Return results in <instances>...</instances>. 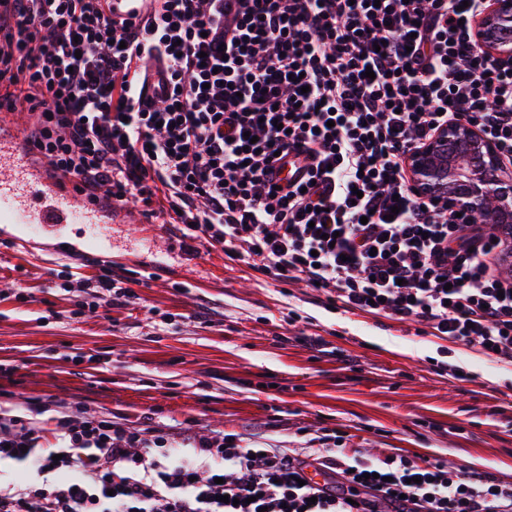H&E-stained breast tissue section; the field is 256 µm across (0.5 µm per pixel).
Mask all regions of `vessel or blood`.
I'll return each mask as SVG.
<instances>
[{"instance_id":"vessel-or-blood-1","label":"vessel or blood","mask_w":512,"mask_h":512,"mask_svg":"<svg viewBox=\"0 0 512 512\" xmlns=\"http://www.w3.org/2000/svg\"><path fill=\"white\" fill-rule=\"evenodd\" d=\"M151 0H106L109 13L145 17ZM30 122L0 123V231L22 243L49 230L81 226L76 248L112 255V208L78 189L77 179L53 175L30 146Z\"/></svg>"}]
</instances>
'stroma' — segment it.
<instances>
[{
  "label": "stroma",
  "mask_w": 512,
  "mask_h": 512,
  "mask_svg": "<svg viewBox=\"0 0 512 512\" xmlns=\"http://www.w3.org/2000/svg\"><path fill=\"white\" fill-rule=\"evenodd\" d=\"M145 236L170 253L138 304L90 316L98 255L52 235L0 236V388L50 397L133 425L222 432L300 457L335 430L365 457L393 449L512 481V365L424 334L420 324L329 309L322 292L280 284L175 226ZM297 319H290V312ZM321 336L323 349L307 339ZM468 380L455 379L456 370Z\"/></svg>",
  "instance_id": "obj_1"
}]
</instances>
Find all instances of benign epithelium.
I'll return each mask as SVG.
<instances>
[{
	"mask_svg": "<svg viewBox=\"0 0 512 512\" xmlns=\"http://www.w3.org/2000/svg\"><path fill=\"white\" fill-rule=\"evenodd\" d=\"M512 29V0H492V5L478 23L479 38L493 55L512 62V51L500 32ZM467 143L473 152L495 161L492 144L467 125H458L441 131L425 148L411 158L415 185L424 192H446L455 203L469 207H482L491 198L503 210L505 222H512V182L502 179L491 181L477 169L459 162L452 146Z\"/></svg>",
	"mask_w": 512,
	"mask_h": 512,
	"instance_id": "7a95c632",
	"label": "benign epithelium"
}]
</instances>
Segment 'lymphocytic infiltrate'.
<instances>
[{
	"label": "lymphocytic infiltrate",
	"instance_id": "lymphocytic-infiltrate-1",
	"mask_svg": "<svg viewBox=\"0 0 512 512\" xmlns=\"http://www.w3.org/2000/svg\"><path fill=\"white\" fill-rule=\"evenodd\" d=\"M101 0H0V85L50 166L168 218L331 307L411 320L512 363V231L417 192L410 155L461 122L512 169V63L473 37L489 0H155L114 22ZM373 77H366V70ZM302 156L303 184L274 183ZM0 406V512H512V483L402 452L304 460L224 434L129 426L47 401ZM337 482L300 484L308 467Z\"/></svg>",
	"mask_w": 512,
	"mask_h": 512
}]
</instances>
